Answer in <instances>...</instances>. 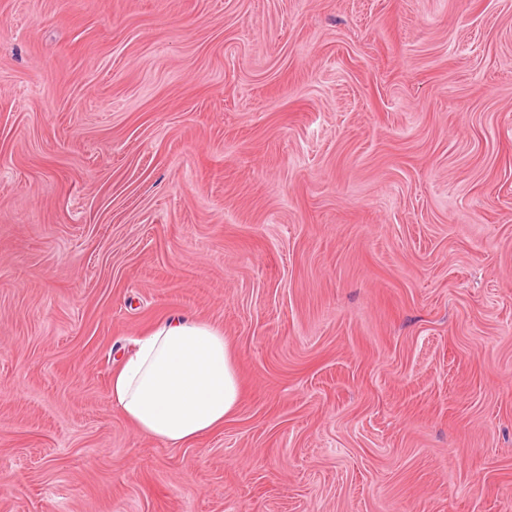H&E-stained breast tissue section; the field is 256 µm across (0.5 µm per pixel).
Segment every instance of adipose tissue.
Wrapping results in <instances>:
<instances>
[{"label":"adipose tissue","instance_id":"ef3b65f1","mask_svg":"<svg viewBox=\"0 0 512 512\" xmlns=\"http://www.w3.org/2000/svg\"><path fill=\"white\" fill-rule=\"evenodd\" d=\"M241 397L223 331L183 315L160 322L138 340L110 387L114 410L171 447L222 426Z\"/></svg>","mask_w":512,"mask_h":512}]
</instances>
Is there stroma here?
I'll use <instances>...</instances> for the list:
<instances>
[{"instance_id": "1", "label": "stroma", "mask_w": 512, "mask_h": 512, "mask_svg": "<svg viewBox=\"0 0 512 512\" xmlns=\"http://www.w3.org/2000/svg\"><path fill=\"white\" fill-rule=\"evenodd\" d=\"M0 512H512V0H0ZM241 397L224 332L183 315L160 322L138 340L110 387L112 409L171 447L222 426Z\"/></svg>"}]
</instances>
